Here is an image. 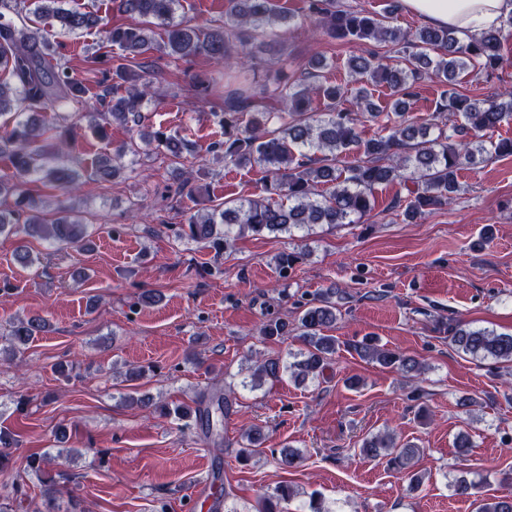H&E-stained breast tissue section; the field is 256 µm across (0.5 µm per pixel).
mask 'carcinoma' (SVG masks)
I'll list each match as a JSON object with an SVG mask.
<instances>
[{
	"label": "carcinoma",
	"mask_w": 512,
	"mask_h": 512,
	"mask_svg": "<svg viewBox=\"0 0 512 512\" xmlns=\"http://www.w3.org/2000/svg\"><path fill=\"white\" fill-rule=\"evenodd\" d=\"M117 10L138 22L114 26L91 11L65 7L66 0H31V23H17L20 14L16 0H0V154L7 157L16 181L0 179V197L15 198V206H0V234L24 231L39 235L49 247L65 243L79 250L90 249L86 224L80 218H43L23 190L28 181L41 182L64 192L80 187L85 175L73 168L63 145L48 151L42 142L61 131L57 112L65 103L92 109L91 125L101 134L118 124L136 131L146 120L145 106L157 103L150 74L153 51L175 60L204 56L220 64L230 59L242 66L262 70V83L255 90L243 81L224 91V111L214 113L224 129V142L210 147L213 160L226 167L259 166L266 171L260 194L211 205L187 219L188 237L214 249L230 247V227L238 234L310 230L316 225L331 227L359 224L375 203V190L397 182L403 193L392 207L404 208V215L417 218L452 203L459 191L458 172L467 164L512 156V138L483 139V132L512 123V90L479 100L458 92L464 73L487 77L503 65L501 54L504 32L512 28V14L500 27L478 34L456 29L427 26L407 32L391 24L400 9L392 0L387 14L379 17L367 9L336 6V0H308L309 16L329 38L362 47L360 54L346 62L354 85L343 88L324 80V60L298 66L294 80L287 79L292 62L284 36L294 17L277 8L274 0H228L224 22L204 30L175 21L178 0H115ZM57 22L59 33L75 34L98 29L107 50L96 56L106 65L112 79L96 98H86L87 89L69 68L52 57L50 41L38 23ZM165 39L157 42L156 30ZM399 47L400 60L391 63L364 48L366 43ZM124 55L142 56L136 69L114 63L112 48ZM435 56H430V53ZM430 77L443 87L433 112L419 122L408 115L407 101L417 94L421 82ZM384 86L391 101L384 108L374 103L366 86ZM322 95L326 111H313L311 92ZM350 97V106L343 99ZM390 110L383 134L361 140L358 126L364 115L373 118ZM460 122L448 125V114ZM144 147H139V144ZM190 150L184 140L162 132L144 135L105 154L88 173L92 179L109 181L124 172L122 159L131 155L129 166L139 159L160 157L172 163ZM359 157L349 164L351 152ZM193 174L177 179L165 188L166 197L194 199L197 187ZM298 330L305 348L298 352L263 354L256 361L251 387L266 380L278 381L283 375L304 382L318 380L336 353V338L323 334L336 322V289L328 288L304 303L298 316ZM288 321L272 315L263 324L267 339L288 340ZM45 328V320L34 316L11 325L5 335L9 351L26 345ZM448 335L463 354L479 360L512 363V334L449 320ZM361 359L418 377L423 364L413 355L386 348L372 337L349 344ZM225 397L201 399L194 409V422L216 437L223 432ZM246 446L240 453L249 457L261 452L264 434L253 427L246 433ZM361 454L386 460L389 467L402 471L421 453L410 441H400L393 433L376 434L362 440ZM453 495L473 498L475 512H512V495L477 498V486L457 479L450 484ZM295 497L288 484L258 500L257 512H284L283 505Z\"/></svg>",
	"instance_id": "obj_1"
}]
</instances>
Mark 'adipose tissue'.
I'll return each mask as SVG.
<instances>
[{
	"mask_svg": "<svg viewBox=\"0 0 512 512\" xmlns=\"http://www.w3.org/2000/svg\"><path fill=\"white\" fill-rule=\"evenodd\" d=\"M405 10L428 25L477 34L499 27L512 0H402Z\"/></svg>",
	"mask_w": 512,
	"mask_h": 512,
	"instance_id": "adipose-tissue-1",
	"label": "adipose tissue"
}]
</instances>
